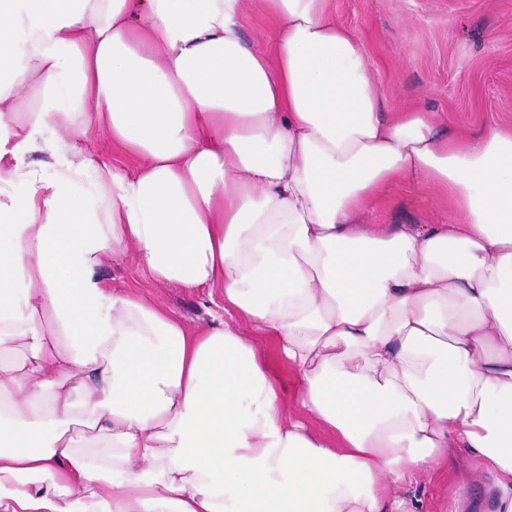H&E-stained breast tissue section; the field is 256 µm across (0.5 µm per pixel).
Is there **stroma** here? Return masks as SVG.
<instances>
[{
  "label": "stroma",
  "mask_w": 512,
  "mask_h": 512,
  "mask_svg": "<svg viewBox=\"0 0 512 512\" xmlns=\"http://www.w3.org/2000/svg\"><path fill=\"white\" fill-rule=\"evenodd\" d=\"M333 6L360 42L389 111L419 105L473 137L488 123L512 126V0H334ZM363 221L446 224L450 210L438 190L401 180ZM102 274L112 289L137 291L187 326L210 320L207 291L153 283L133 247L107 259Z\"/></svg>",
  "instance_id": "35a3bbf8"
}]
</instances>
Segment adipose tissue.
Masks as SVG:
<instances>
[{
  "mask_svg": "<svg viewBox=\"0 0 512 512\" xmlns=\"http://www.w3.org/2000/svg\"><path fill=\"white\" fill-rule=\"evenodd\" d=\"M399 180L453 221L360 223ZM127 245L221 310L194 330L112 290ZM14 347L0 512H422L421 476L512 512V130L385 112L333 0H0ZM245 36L250 42L260 48H268L270 46V24L263 15L255 10L249 12ZM80 141L87 152L109 165L123 168L130 173L135 170L137 161L126 156L119 146L112 144L111 137L105 131L93 126Z\"/></svg>",
  "mask_w": 512,
  "mask_h": 512,
  "instance_id": "1",
  "label": "adipose tissue"
}]
</instances>
